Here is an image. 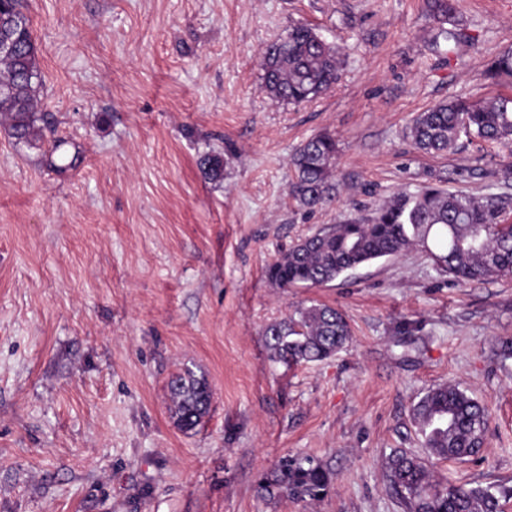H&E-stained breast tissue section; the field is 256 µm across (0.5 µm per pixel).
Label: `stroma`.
<instances>
[{
    "label": "stroma",
    "mask_w": 512,
    "mask_h": 512,
    "mask_svg": "<svg viewBox=\"0 0 512 512\" xmlns=\"http://www.w3.org/2000/svg\"><path fill=\"white\" fill-rule=\"evenodd\" d=\"M39 63L42 137L0 128V512H404L389 456H424L432 484L512 490V277L456 284L413 250L320 287L266 268L319 228L432 182L507 200L512 155L407 136L439 102L512 94L484 79L512 48V0H455L462 44L435 45L427 0H22ZM341 49L312 102L262 90V51L289 25ZM338 145L333 202L308 209L290 159ZM64 164H47L50 153ZM224 158L207 179L200 158ZM311 303L352 340L330 359L273 362L265 326ZM417 320L412 334L401 318ZM204 373L208 416L174 423L170 377ZM456 383L490 419L475 456L425 457L411 408ZM304 453L334 473L321 500L269 507L259 474Z\"/></svg>",
    "instance_id": "obj_1"
}]
</instances>
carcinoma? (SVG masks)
<instances>
[{"label":"carcinoma","instance_id":"1","mask_svg":"<svg viewBox=\"0 0 512 512\" xmlns=\"http://www.w3.org/2000/svg\"><path fill=\"white\" fill-rule=\"evenodd\" d=\"M439 23L436 38L459 43L462 34L447 28L453 0H427ZM264 91L271 98L302 103L328 90L338 75V50L317 30L297 23L262 54ZM492 80L512 79V49L503 51L485 72ZM36 47L30 21L19 0H0V125L11 137L39 140L36 126L40 102ZM496 143L512 155V96L487 100L456 98L420 113L409 137L416 148L444 153L456 149L461 136ZM338 152L329 133L304 141L292 155L296 180L291 195L315 208L331 201ZM211 181L224 179V158L207 154L200 160ZM505 201L450 192L427 183L415 193L390 196L367 218L322 227L299 239L267 267L279 288L322 286L350 269L395 256L407 249L426 252L439 271L463 284L512 277V224L503 223ZM266 343L273 358L286 365L326 360L349 341L350 326L338 309L311 304L286 319L267 325ZM172 417L184 432L194 430L209 414L207 380L186 369L169 380ZM412 419L421 445L437 460L478 453L484 443L488 410L455 385L438 384L413 405ZM387 482L405 512H502L500 499L482 488L450 486L435 490L418 457L392 455ZM333 473L307 455L281 457L259 475L257 494L269 503L281 498L315 501L328 494Z\"/></svg>","mask_w":512,"mask_h":512}]
</instances>
